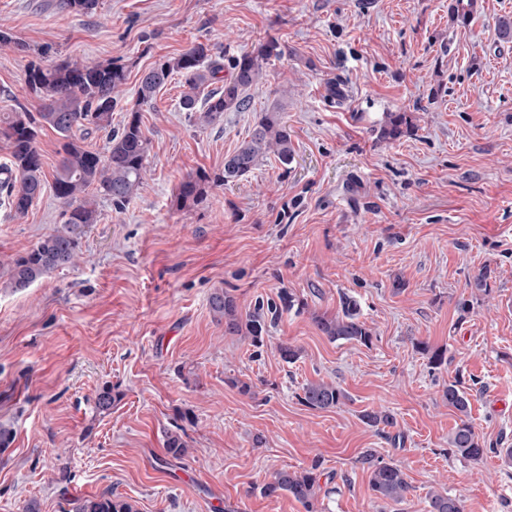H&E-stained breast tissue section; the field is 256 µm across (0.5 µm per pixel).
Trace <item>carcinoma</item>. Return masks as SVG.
Instances as JSON below:
<instances>
[{
	"label": "carcinoma",
	"instance_id": "obj_1",
	"mask_svg": "<svg viewBox=\"0 0 512 512\" xmlns=\"http://www.w3.org/2000/svg\"><path fill=\"white\" fill-rule=\"evenodd\" d=\"M476 5L477 0H450L448 12L454 21L467 25ZM98 6L99 0H56L55 3L61 12L86 15L96 12ZM283 53L274 37L260 42L233 60L222 89L210 88L211 81L223 71V65L213 58L207 43H195L179 55L155 63L141 73L137 106L127 112L122 127L112 132L103 153L89 147L86 140L93 132L112 124V110L118 105L121 88L126 84L127 66L115 61L83 64L65 60L53 66L30 63L25 71V85L43 104L37 112L18 104L0 114V138L10 149V165L6 169L14 174L12 182L0 183V200L15 217L21 218L40 198L46 175L38 139L44 128L49 127L63 140L62 158L53 174V190L67 209L62 213L61 229L41 237L32 248L12 260L6 279L0 280V288L22 290L55 270L75 265L85 228L97 222L98 201L103 198L119 206L138 190L150 156V140L142 129L138 106L151 101L173 76L184 78L180 108L200 125L216 126L223 122L224 113L250 108L247 91L264 78L270 58ZM414 129L409 113L388 112L379 137L396 141ZM272 157L285 168L294 160L292 140L278 101L261 112L249 138L224 158L222 173L213 178L205 172L187 175L172 205L178 210L198 205L206 198L209 184L237 181ZM279 301L280 304L274 303L266 309L260 304L244 316L236 298L221 288L211 293L209 305L214 319L224 325V334L247 337L257 347L267 332L265 310L302 308L285 289L280 291ZM313 321L319 332L332 342H356L365 346L372 343V332L361 320L360 304L353 297L342 298L341 310L336 315L317 314ZM120 397V392L105 385L96 396V409L107 413ZM343 398L336 385L323 381L306 384L300 396L305 405L321 410L335 407ZM443 398L462 416L450 439L454 453L469 461L480 460L487 449L466 419L469 393L456 378L444 387ZM362 419L371 427L394 425L392 415L385 412L366 411ZM184 436L185 433L177 430L165 433L166 456L176 460L186 456L188 445ZM365 460L371 468L369 483L376 498L400 502L410 489L402 468L372 452L365 455ZM319 467L316 461L301 470L279 469L259 486V493L265 497L288 495L305 512H319L321 487L316 473ZM76 512H137V509L132 502L104 492L84 500ZM429 512H465L464 500L446 492H433L429 497Z\"/></svg>",
	"mask_w": 512,
	"mask_h": 512
}]
</instances>
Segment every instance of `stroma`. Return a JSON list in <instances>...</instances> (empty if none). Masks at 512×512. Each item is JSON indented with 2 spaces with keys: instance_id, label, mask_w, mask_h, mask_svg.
Returning a JSON list of instances; mask_svg holds the SVG:
<instances>
[{
  "instance_id": "1",
  "label": "stroma",
  "mask_w": 512,
  "mask_h": 512,
  "mask_svg": "<svg viewBox=\"0 0 512 512\" xmlns=\"http://www.w3.org/2000/svg\"><path fill=\"white\" fill-rule=\"evenodd\" d=\"M512 0H478L469 25L448 0H100L91 15L54 0H0V112L38 110L29 62L129 63L113 127L136 100L142 70L209 43L221 62L274 37L285 47L252 87V107L215 127L179 106L174 77L142 106L148 171L122 208L101 201L74 267L28 288H0V512H74L109 491L139 512H305L255 488L281 468L317 471L322 512H428L430 492L466 512H512V464L457 457L459 421L443 399L461 378L481 443L512 448V41L498 36ZM337 93H329V84ZM281 102L294 161L269 160L176 210L189 173L214 174ZM410 113L412 134L380 139L386 113ZM52 188L25 217L0 207V273L60 229ZM490 268L487 288L471 283ZM241 312L288 290L262 347L229 336L209 309L214 289ZM354 296L370 345L329 341L313 314ZM289 342L300 359L284 362ZM445 350L433 368L419 344ZM343 393L305 406V384ZM248 383L242 394L239 383ZM122 394L95 409L103 385ZM394 415L365 424L364 411ZM190 445L164 461L167 431ZM399 464L410 490L384 504L369 487L366 451ZM344 398L343 392L332 383L311 382L302 389L301 401L312 409L336 407Z\"/></svg>"
}]
</instances>
